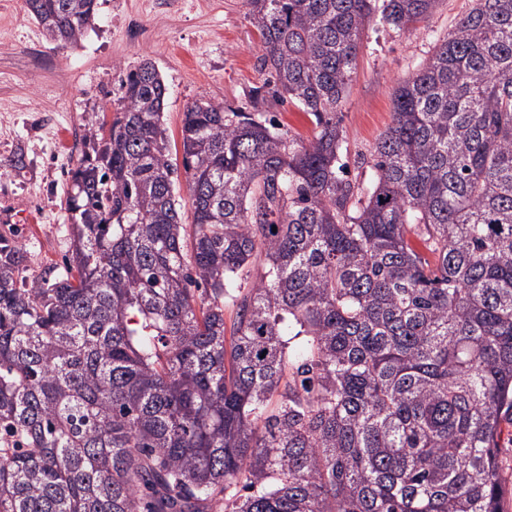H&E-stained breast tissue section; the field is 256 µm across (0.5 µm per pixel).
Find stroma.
Returning a JSON list of instances; mask_svg holds the SVG:
<instances>
[{
    "instance_id": "obj_1",
    "label": "stroma",
    "mask_w": 512,
    "mask_h": 512,
    "mask_svg": "<svg viewBox=\"0 0 512 512\" xmlns=\"http://www.w3.org/2000/svg\"><path fill=\"white\" fill-rule=\"evenodd\" d=\"M98 18L80 41L57 49L21 0H0V237L21 244L30 271L62 268L70 247L67 172L86 151L89 128L116 103L122 78L151 60L168 87L164 112L170 147L181 153L183 114L203 99L237 109L250 105L261 70V34L245 0H98ZM472 5L438 0L409 30L366 31L356 72L336 119L351 177L370 185L377 138L391 122L392 94L431 57L435 45ZM301 141L314 125L293 103L262 106Z\"/></svg>"
}]
</instances>
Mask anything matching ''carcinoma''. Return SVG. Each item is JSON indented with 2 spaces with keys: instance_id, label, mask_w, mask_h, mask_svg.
<instances>
[{
  "instance_id": "1",
  "label": "carcinoma",
  "mask_w": 512,
  "mask_h": 512,
  "mask_svg": "<svg viewBox=\"0 0 512 512\" xmlns=\"http://www.w3.org/2000/svg\"><path fill=\"white\" fill-rule=\"evenodd\" d=\"M25 2L61 48L96 21ZM436 2L247 0L272 94L315 132L259 93L193 102L187 211L166 84L148 59L126 75L70 171L65 273L0 238V512H500L512 0H475L395 91L370 186L336 123L364 31ZM267 100L262 104L261 112L264 117L275 116L276 122L283 131L290 136L308 142L314 134V124L305 112H302L293 103L272 98L266 95Z\"/></svg>"
}]
</instances>
